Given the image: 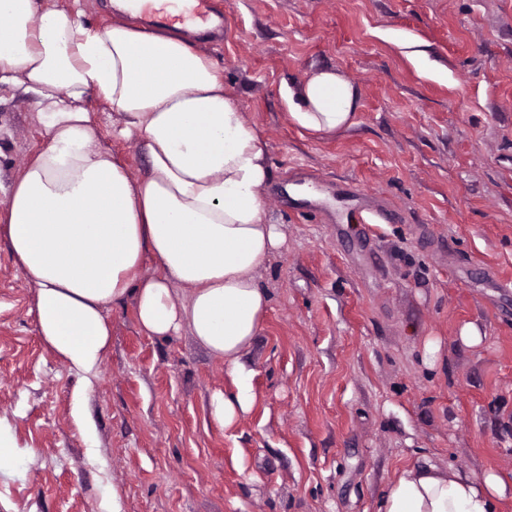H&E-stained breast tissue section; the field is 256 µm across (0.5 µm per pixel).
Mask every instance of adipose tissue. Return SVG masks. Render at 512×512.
<instances>
[{
	"mask_svg": "<svg viewBox=\"0 0 512 512\" xmlns=\"http://www.w3.org/2000/svg\"><path fill=\"white\" fill-rule=\"evenodd\" d=\"M114 5L121 17L93 28L39 0H0V91L31 101L46 138L8 187L0 232L60 360L95 372L107 311L132 301L145 335L189 331L223 362L231 387L210 413L226 428L256 400L243 358L269 305L262 272L286 242L266 216V146L205 53L129 22V0ZM91 92L112 111L113 137L136 141L139 175L102 146ZM280 95L312 136L356 124L361 91L337 70L285 82ZM149 256L159 266L146 275ZM501 485L425 456L397 473L378 512H497Z\"/></svg>",
	"mask_w": 512,
	"mask_h": 512,
	"instance_id": "adipose-tissue-1",
	"label": "adipose tissue"
}]
</instances>
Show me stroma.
I'll list each match as a JSON object with an SVG mask.
<instances>
[{"label":"stroma","mask_w":512,"mask_h":512,"mask_svg":"<svg viewBox=\"0 0 512 512\" xmlns=\"http://www.w3.org/2000/svg\"><path fill=\"white\" fill-rule=\"evenodd\" d=\"M211 3L222 37H190L266 145V210L287 235L246 357L257 402L215 427L223 363L189 332L144 335L129 301L82 378L43 343L0 233V427L26 453L0 472V512H378L424 455L501 478L512 512V0ZM323 68L361 106L313 138L280 86ZM88 107L139 174L135 143ZM41 142L31 103L0 94V211Z\"/></svg>","instance_id":"1"}]
</instances>
